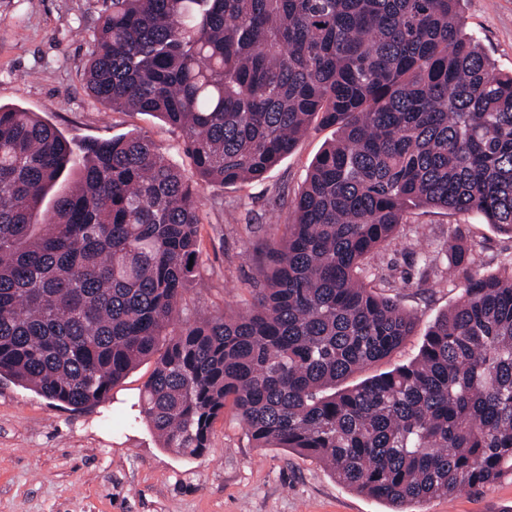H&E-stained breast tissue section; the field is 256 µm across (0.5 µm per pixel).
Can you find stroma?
<instances>
[{"label":"stroma","instance_id":"obj_1","mask_svg":"<svg viewBox=\"0 0 512 512\" xmlns=\"http://www.w3.org/2000/svg\"><path fill=\"white\" fill-rule=\"evenodd\" d=\"M110 0H0V104L39 113L67 138L146 133L171 162L192 171L180 133L158 118L114 111L91 97L84 68L91 35ZM467 33L496 68L512 71V0H463ZM334 129L315 126L263 177L201 192L200 278L184 292L178 323L246 310L261 279V243L279 236L311 164ZM474 245L485 272L512 258V236L474 214L410 210L369 260L371 286L417 319L413 335L353 382L409 363L429 326L463 294L449 242ZM437 253L424 268L422 248ZM154 368L146 360L91 410H74L0 378V512H392L391 504L340 484L316 460L288 448H258L232 411L200 457L163 447L140 412ZM406 512H512V478L453 499L409 503Z\"/></svg>","mask_w":512,"mask_h":512}]
</instances>
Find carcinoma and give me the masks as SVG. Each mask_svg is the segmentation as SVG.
<instances>
[{
	"instance_id": "1",
	"label": "carcinoma",
	"mask_w": 512,
	"mask_h": 512,
	"mask_svg": "<svg viewBox=\"0 0 512 512\" xmlns=\"http://www.w3.org/2000/svg\"><path fill=\"white\" fill-rule=\"evenodd\" d=\"M461 4L111 0L87 89L180 131L193 174L145 134L75 141L0 105V377L85 409L166 337L140 404L165 448L203 455L229 406L256 447L397 506L512 476V261L485 274L448 244L466 287L418 357L337 388L415 331L358 278L409 208L512 234V73L463 32ZM314 124L335 138L264 244L252 308L174 330L201 187L262 177Z\"/></svg>"
}]
</instances>
